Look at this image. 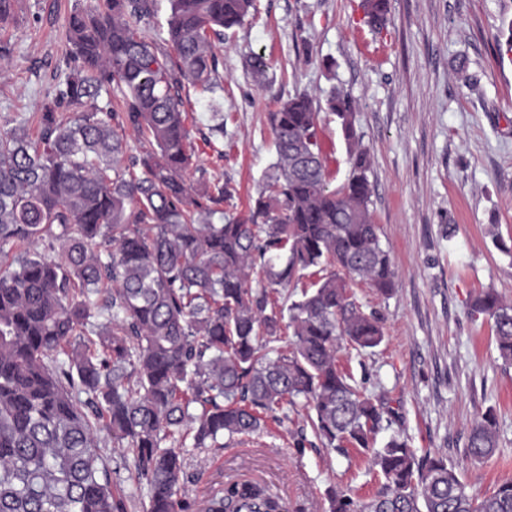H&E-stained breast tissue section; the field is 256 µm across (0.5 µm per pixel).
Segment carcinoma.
<instances>
[{
  "label": "carcinoma",
  "instance_id": "obj_1",
  "mask_svg": "<svg viewBox=\"0 0 512 512\" xmlns=\"http://www.w3.org/2000/svg\"><path fill=\"white\" fill-rule=\"evenodd\" d=\"M98 3L69 17L71 73L33 113L37 139L26 116L0 127V512H124L102 437L130 448L148 512H182L187 437L222 448L301 400L324 447L369 453L387 480L367 500L328 489L330 512H512V479L476 498L447 457L417 456L399 431L371 447L383 404L336 364L342 342L368 350L384 340L336 270L383 294L395 286L352 95L335 89L327 100L349 151L343 185L329 188L318 107L298 93L271 113L276 161L254 204L216 224L232 191L190 179L182 91L221 87L212 38L241 26L254 0H171L173 58L143 35L154 0ZM17 8L0 0V31ZM365 9L381 26L389 0ZM104 93L122 106L97 105ZM128 128L150 149L123 167ZM307 275L316 280L301 298L278 305L275 288ZM472 313L493 321L499 358L512 365V302L488 290ZM285 318L290 344L269 346ZM497 429L490 408L465 455L492 456ZM204 512L285 506L236 480Z\"/></svg>",
  "mask_w": 512,
  "mask_h": 512
}]
</instances>
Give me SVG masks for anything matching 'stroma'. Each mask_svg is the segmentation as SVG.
I'll list each match as a JSON object with an SVG mask.
<instances>
[{"label":"stroma","instance_id":"obj_1","mask_svg":"<svg viewBox=\"0 0 512 512\" xmlns=\"http://www.w3.org/2000/svg\"><path fill=\"white\" fill-rule=\"evenodd\" d=\"M95 0H19L14 24L0 33V126L40 111L69 74L66 30L74 11ZM502 0H390L372 26L364 0H255L243 26L225 32L223 81L215 94L185 86L196 164L207 178L235 189L224 219L247 213L275 160L269 115L297 93L325 104L333 89L351 93L354 128L371 158V209L389 247L395 288L380 294L363 283L355 301L378 316L384 340L371 352L343 347L338 363L367 394L384 396L391 426L374 436L383 447L403 431L417 453L447 456L477 498L512 477V367L503 366L493 322L472 315L483 290L512 301V53L496 37ZM262 56L263 80L249 62ZM331 60L324 69L322 60ZM224 113V135L210 134L209 100ZM319 140L330 187L349 172L339 122L321 112ZM453 238H446V225ZM498 419L495 453L477 461L464 449L474 420ZM307 409L289 411L257 435L220 448L185 449L187 512L208 495L250 477L288 512H326L335 487L366 499L385 483L368 456L326 450L308 434ZM125 512H146L127 448L100 446Z\"/></svg>","mask_w":512,"mask_h":512}]
</instances>
